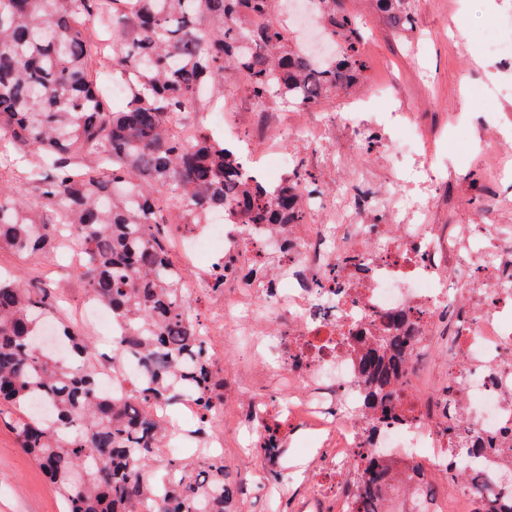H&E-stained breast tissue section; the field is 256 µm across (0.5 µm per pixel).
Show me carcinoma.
I'll list each match as a JSON object with an SVG mask.
<instances>
[{
    "instance_id": "cac0c4a2",
    "label": "carcinoma",
    "mask_w": 512,
    "mask_h": 512,
    "mask_svg": "<svg viewBox=\"0 0 512 512\" xmlns=\"http://www.w3.org/2000/svg\"><path fill=\"white\" fill-rule=\"evenodd\" d=\"M283 0H0V132L22 184L56 214L44 224L20 194L0 188V248L37 257L77 238L75 268L87 296L123 325L112 362L139 363L129 398L103 393L91 337L55 320L41 281L0 276V403L21 413L20 448L39 463L66 512H234L235 479L210 464V485L173 481L183 458L165 456L166 421L158 410L193 396L200 423L211 424L224 379L204 348L202 324L181 295L186 272L172 258L168 224H304V199L320 191L315 170L292 166L268 185L224 135L190 119L200 103L224 104L232 70L255 101L315 106L366 77L357 18L338 0H307L336 50L311 56L282 19ZM400 34L413 32L412 0H372ZM122 105L108 107L113 86ZM351 259L324 286L354 282ZM53 320L61 358L37 347ZM362 361L377 400L364 430L414 401L392 397L393 358ZM40 401L50 408L33 409ZM354 487L364 512L393 488L368 457ZM163 475L156 476L158 469ZM78 470L84 476L75 485Z\"/></svg>"
}]
</instances>
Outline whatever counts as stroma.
I'll list each match as a JSON object with an SVG mask.
<instances>
[{
	"instance_id": "35a3bbf8",
	"label": "stroma",
	"mask_w": 512,
	"mask_h": 512,
	"mask_svg": "<svg viewBox=\"0 0 512 512\" xmlns=\"http://www.w3.org/2000/svg\"><path fill=\"white\" fill-rule=\"evenodd\" d=\"M340 7L357 16L365 32L362 51L369 68L365 80L349 91H338L319 106L301 109L271 104L254 111L239 79L225 80L224 98L237 112L257 161L280 146L275 130L300 125L317 135L316 150L295 146L294 152L320 174L346 181L351 156H359V184L371 195L384 192L393 176L387 138L402 125H416L424 140L420 177L405 189L407 197L425 203L430 224L512 225V174L495 178L500 164L512 166V156L499 160L481 155L492 135L512 140V69L484 48L483 29L491 18L501 23L500 37L512 41V0H414L419 36L406 40L375 12L370 0H340ZM495 87L502 96L492 106L468 98L473 88ZM362 123H380L381 139L371 149L359 148L345 123L347 113ZM473 152L469 164L457 159L460 145ZM483 172L486 185L479 210L464 203L469 176ZM0 271L22 279L44 277L61 298L62 319L78 320L87 296L69 259L54 263L26 259L0 249ZM16 414L0 410V512H64L65 505L39 465L19 446ZM232 416L224 418V462L247 483L259 481V452L243 445Z\"/></svg>"
}]
</instances>
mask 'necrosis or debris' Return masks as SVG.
Masks as SVG:
<instances>
[{
    "label": "necrosis or debris",
    "mask_w": 512,
    "mask_h": 512,
    "mask_svg": "<svg viewBox=\"0 0 512 512\" xmlns=\"http://www.w3.org/2000/svg\"><path fill=\"white\" fill-rule=\"evenodd\" d=\"M393 189L365 196L356 180L345 189H321L310 211L316 221L281 233L270 224L198 225L181 246L189 273L187 297H207L206 345L250 344V365L239 386L246 397L236 422L249 447L268 441L270 413L285 417L278 453L269 461L264 488L267 512L285 493L283 449L301 436L318 451L301 474L303 492L294 512H355L349 486L369 447L379 465L396 467L404 492L422 482L453 485L464 512H512V227L458 224H394ZM381 223L363 224L365 210ZM278 259L279 276L262 283L241 271L255 254ZM365 263L359 287H323L325 276L349 258ZM407 316L401 330L406 356L395 367V396L428 391L409 421L386 424L367 441V388L363 355L379 346L386 316ZM447 375L433 379L435 361ZM471 448L456 467L447 432Z\"/></svg>",
    "instance_id": "1"
}]
</instances>
